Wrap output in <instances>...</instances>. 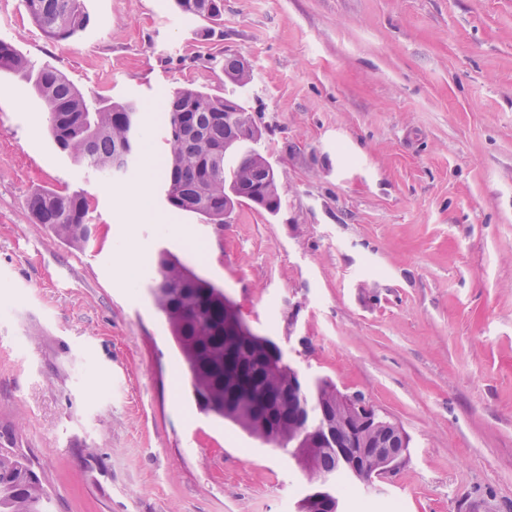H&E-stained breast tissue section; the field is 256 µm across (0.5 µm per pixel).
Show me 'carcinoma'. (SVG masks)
Segmentation results:
<instances>
[{
	"label": "carcinoma",
	"instance_id": "obj_1",
	"mask_svg": "<svg viewBox=\"0 0 512 512\" xmlns=\"http://www.w3.org/2000/svg\"><path fill=\"white\" fill-rule=\"evenodd\" d=\"M29 17L52 40L83 32L89 23L85 0H21ZM178 10L191 16L218 17L224 0H176ZM0 70L12 71L32 82L46 110L53 140L60 151L106 177L113 168L127 173L136 168L159 179L163 197L175 212L197 214L213 224L224 223V212L236 201L275 215L282 198L278 176L256 148L262 132L250 126L252 117L232 95L217 96L183 88L161 102L164 126V167L142 157L138 150L142 106L135 101L97 105L59 68L45 64L34 69L16 46L0 39ZM224 76L243 87L251 72L237 56L224 59ZM40 224L60 240L84 244L93 234L89 203L78 192L44 190L30 200ZM149 290L178 347L199 409L253 435V422L264 416L263 401L288 407V362L279 356L266 367L248 345L224 337V291L167 251L157 255ZM243 384L257 396L253 410L243 406L224 410V386ZM304 392L320 402L336 401V384L317 379ZM297 465H311L317 473L335 477L337 490L359 480L338 467L332 446H286ZM51 499L32 460L17 446L13 427H0V512H49Z\"/></svg>",
	"mask_w": 512,
	"mask_h": 512
}]
</instances>
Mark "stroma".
<instances>
[{
  "mask_svg": "<svg viewBox=\"0 0 512 512\" xmlns=\"http://www.w3.org/2000/svg\"><path fill=\"white\" fill-rule=\"evenodd\" d=\"M48 39L21 0L0 38L94 102L236 92L281 185L276 215L173 213L55 145L29 84L0 71V425L52 512H298L288 451L202 412L147 285L159 251L223 286L304 379L403 427L410 455L341 512H512V0H86ZM250 66L232 89L224 58ZM144 186V185H143ZM81 192V248L36 222ZM93 449L84 457V449ZM178 10L191 16L218 17L224 10L223 0H175Z\"/></svg>",
  "mask_w": 512,
  "mask_h": 512,
  "instance_id": "stroma-1",
  "label": "stroma"
}]
</instances>
